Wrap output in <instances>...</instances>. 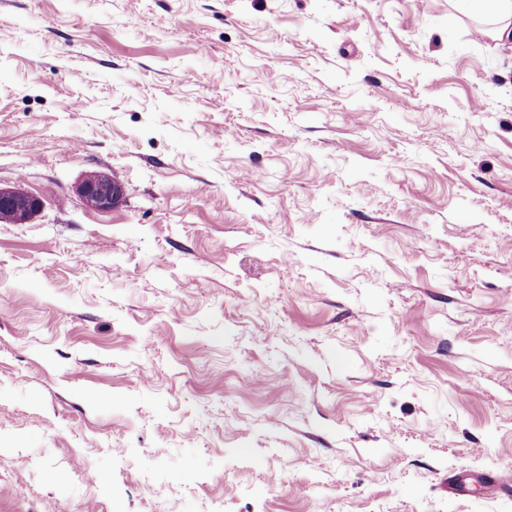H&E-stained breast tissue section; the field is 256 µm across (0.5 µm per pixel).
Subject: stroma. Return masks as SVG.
Masks as SVG:
<instances>
[{
	"instance_id": "stroma-1",
	"label": "stroma",
	"mask_w": 512,
	"mask_h": 512,
	"mask_svg": "<svg viewBox=\"0 0 512 512\" xmlns=\"http://www.w3.org/2000/svg\"><path fill=\"white\" fill-rule=\"evenodd\" d=\"M459 0H0V512H512V36ZM119 181L86 209L85 172ZM76 191L86 208L100 212L111 210L122 196L121 185L96 170L83 175ZM44 207L42 199L17 188L0 187V222L26 224L35 218Z\"/></svg>"
}]
</instances>
